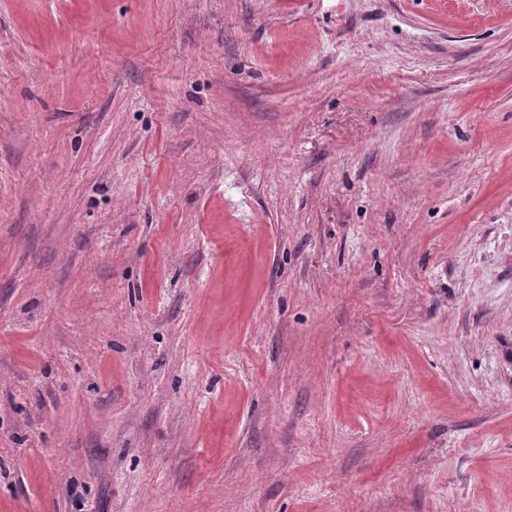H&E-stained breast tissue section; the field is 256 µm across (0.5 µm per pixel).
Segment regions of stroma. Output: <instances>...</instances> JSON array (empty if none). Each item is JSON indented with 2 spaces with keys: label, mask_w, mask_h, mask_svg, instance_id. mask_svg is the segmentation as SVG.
Segmentation results:
<instances>
[{
  "label": "stroma",
  "mask_w": 512,
  "mask_h": 512,
  "mask_svg": "<svg viewBox=\"0 0 512 512\" xmlns=\"http://www.w3.org/2000/svg\"><path fill=\"white\" fill-rule=\"evenodd\" d=\"M0 512H512V0H0Z\"/></svg>",
  "instance_id": "35a3bbf8"
}]
</instances>
